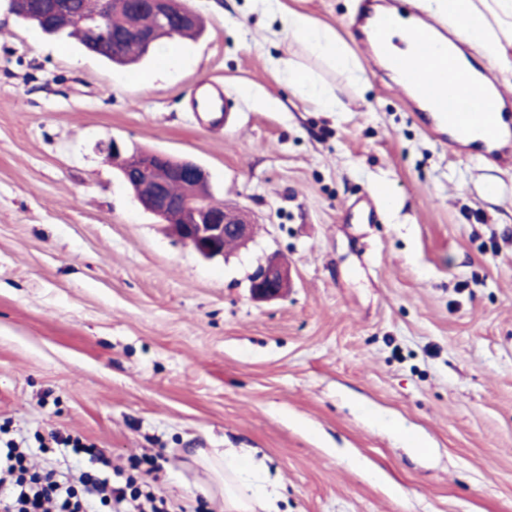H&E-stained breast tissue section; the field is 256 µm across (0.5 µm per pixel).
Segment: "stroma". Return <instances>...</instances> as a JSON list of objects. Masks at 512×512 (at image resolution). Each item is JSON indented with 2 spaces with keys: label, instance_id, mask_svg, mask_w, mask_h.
I'll return each mask as SVG.
<instances>
[{
  "label": "stroma",
  "instance_id": "35a3bbf8",
  "mask_svg": "<svg viewBox=\"0 0 512 512\" xmlns=\"http://www.w3.org/2000/svg\"><path fill=\"white\" fill-rule=\"evenodd\" d=\"M203 35L132 69L35 31L0 0V448L224 512L192 448H252L281 512H512V171L456 155L355 44L359 0H286L355 71L253 0H182ZM302 69L342 103L288 84ZM218 83L229 127L188 101ZM190 158L251 241L207 261L134 200L99 146ZM385 192L377 223L349 205ZM279 299L252 298L270 257ZM417 439L422 449L412 450ZM264 11L281 17L283 27L296 39L302 40L307 48L334 67L348 69L350 57L345 46L331 31L313 23L302 13L287 9L281 0H255ZM289 288L288 272L278 259L261 265L250 278V291L256 299L279 297Z\"/></svg>",
  "mask_w": 512,
  "mask_h": 512
}]
</instances>
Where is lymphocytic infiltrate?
Wrapping results in <instances>:
<instances>
[{"instance_id": "f902f5d3", "label": "lymphocytic infiltrate", "mask_w": 512, "mask_h": 512, "mask_svg": "<svg viewBox=\"0 0 512 512\" xmlns=\"http://www.w3.org/2000/svg\"><path fill=\"white\" fill-rule=\"evenodd\" d=\"M25 461V452L12 447L0 463V512H94L98 504L111 512H171L164 498L143 490L134 476L114 483L112 464L103 453H91L92 470L77 474H31Z\"/></svg>"}]
</instances>
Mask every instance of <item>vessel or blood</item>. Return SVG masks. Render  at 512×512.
Segmentation results:
<instances>
[{"label":"vessel or blood","mask_w":512,"mask_h":512,"mask_svg":"<svg viewBox=\"0 0 512 512\" xmlns=\"http://www.w3.org/2000/svg\"><path fill=\"white\" fill-rule=\"evenodd\" d=\"M374 25L379 39L364 42L368 61L389 55L393 68L411 96L407 103L415 117L461 156H478L487 165L512 170V97L500 92L482 68L472 67L469 52L438 51L441 27L432 20L418 21L406 31L407 53L392 51V13L378 12L363 0L354 26ZM195 111L213 126L225 124L233 101L219 89L199 85Z\"/></svg>","instance_id":"vessel-or-blood-1"}]
</instances>
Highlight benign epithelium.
Masks as SVG:
<instances>
[{
    "mask_svg": "<svg viewBox=\"0 0 512 512\" xmlns=\"http://www.w3.org/2000/svg\"><path fill=\"white\" fill-rule=\"evenodd\" d=\"M127 3L126 23L121 28L112 26V0H103L102 12L80 19L94 36L96 49L113 48L127 39H136L150 46L162 31H173L189 25L194 16L176 13L171 0H120ZM147 12L155 20V27L144 29L136 22L139 13ZM125 182L134 187V196L145 211L172 225L176 236L194 244L205 259L224 256V239L233 237L244 244L252 235V224L239 209L222 205H201L197 196L209 185L210 176L200 164L187 159H175L160 152H146L137 169L129 168L124 143L114 139L101 147ZM185 182L188 193L177 197L171 190L172 182ZM289 288L288 272L279 260L272 258L260 266L250 278V291L256 299L279 297Z\"/></svg>",
    "mask_w": 512,
    "mask_h": 512,
    "instance_id": "obj_1",
    "label": "benign epithelium"
}]
</instances>
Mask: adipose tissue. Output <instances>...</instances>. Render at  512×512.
<instances>
[{
  "label": "adipose tissue",
  "instance_id": "ef3b65f1",
  "mask_svg": "<svg viewBox=\"0 0 512 512\" xmlns=\"http://www.w3.org/2000/svg\"><path fill=\"white\" fill-rule=\"evenodd\" d=\"M264 11L279 15L284 28L334 67L346 69L345 46L326 28L284 6L282 0H259ZM435 12L457 22L456 35L482 53L492 68L512 69V0H433ZM198 463L209 473L224 499L225 512H279L280 495L261 476V465L246 452L227 448L198 450Z\"/></svg>",
  "mask_w": 512,
  "mask_h": 512
}]
</instances>
